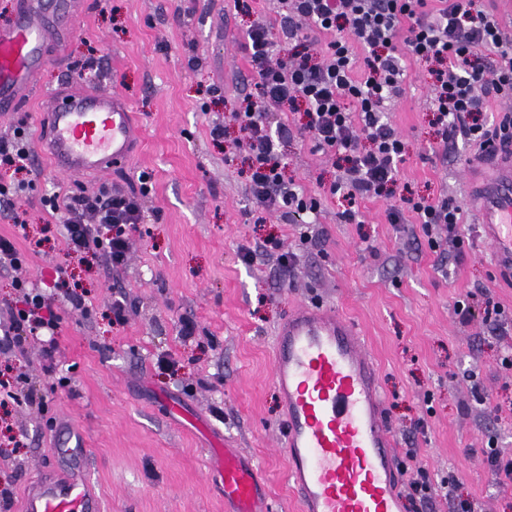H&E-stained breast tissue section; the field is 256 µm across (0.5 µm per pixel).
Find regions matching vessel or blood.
Segmentation results:
<instances>
[{"instance_id":"vessel-or-blood-1","label":"vessel or blood","mask_w":512,"mask_h":512,"mask_svg":"<svg viewBox=\"0 0 512 512\" xmlns=\"http://www.w3.org/2000/svg\"><path fill=\"white\" fill-rule=\"evenodd\" d=\"M85 8V0H15L10 20L0 25V112L19 111ZM46 131L45 153L63 175L108 173L135 149L130 105L109 89H58ZM467 202L500 271L512 276L511 142L477 162ZM272 381L286 408L281 435L301 512H404L396 442L354 322L329 304H299L274 330ZM62 429L21 512H102L86 438L70 424ZM211 458L227 512H273L253 460L230 447L212 449Z\"/></svg>"}]
</instances>
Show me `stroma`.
<instances>
[{
  "mask_svg": "<svg viewBox=\"0 0 512 512\" xmlns=\"http://www.w3.org/2000/svg\"><path fill=\"white\" fill-rule=\"evenodd\" d=\"M85 16L61 59L51 61L21 111L0 113V136L27 124L31 141L46 133L43 111L64 85L109 86L131 102L140 151L106 176H66L34 151L31 184L0 208V235L27 253L22 276L51 295L63 323L56 375H44L39 348L26 357L1 354L0 364L25 366L27 387L44 398L38 407H0V482L22 495L60 436L61 421L80 427L90 448L91 477L104 512H225L211 471L209 440L226 437L261 466L275 512H298L281 445V404L271 378L272 333L299 302H326L359 324L378 367L383 415L396 435L403 482L417 479L422 461L432 484L457 480V494L473 512H512V482L489 465L488 439L512 458V326L496 330L476 311L468 324L454 314L467 293L489 291L512 312V280L494 275L491 249L479 233L462 260L430 250L413 214L388 221L391 200L366 197L356 221L340 214L346 203L324 197L316 240L301 243V225L268 214H247L248 160L236 149L233 118L254 92L244 32L270 22L282 43L277 0H88ZM97 60L89 68L88 60ZM403 92L387 114L406 142L401 182L413 195L448 194L464 203L476 146L437 144L428 110L425 64L405 61ZM293 131L282 152L287 172L307 192H319L337 173L332 159L313 152L298 128L299 115L281 113ZM223 141H213V121ZM154 192L145 220L131 233L125 268L66 261L62 226L42 204L51 192L94 193L101 184L127 191L141 172ZM28 224L18 232L14 212ZM272 236L297 262L282 273L274 260L245 262L241 250ZM40 243L32 251V243ZM68 263L89 314L72 309L50 275ZM124 295L128 320L112 324L109 307ZM197 325L179 334L181 318ZM178 363L161 372L158 354ZM69 378L60 386L59 378ZM22 428L20 447L8 445Z\"/></svg>",
  "mask_w": 512,
  "mask_h": 512,
  "instance_id": "1",
  "label": "stroma"
}]
</instances>
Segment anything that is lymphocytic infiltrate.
Returning a JSON list of instances; mask_svg holds the SVG:
<instances>
[{
    "label": "lymphocytic infiltrate",
    "instance_id": "1",
    "mask_svg": "<svg viewBox=\"0 0 512 512\" xmlns=\"http://www.w3.org/2000/svg\"><path fill=\"white\" fill-rule=\"evenodd\" d=\"M280 28L295 51L274 49L267 24L254 23L245 32L244 49L256 90L244 98L236 119L241 132L236 145L248 158L251 214L277 212L289 221L316 216L317 197L285 174L280 150L288 137L286 126L270 122L272 107L303 112L300 127L313 151L342 161V173L325 184L329 196L349 204L345 222L356 218L354 204L370 194L394 197L398 169L406 154L401 134L386 112L400 94L403 59L431 63L430 110L443 146L466 140L478 149L492 141H512V113L488 119L486 97H512V39L493 15L479 9L477 0H281ZM334 32L326 48H319L316 32ZM495 49L493 66L481 63L478 52ZM32 162L28 135L18 128L12 138L0 139V169L12 181H0V204L13 205L25 187L20 173ZM129 192L101 187L93 194L44 196L50 214L59 216L67 253L78 261L93 258L112 267L126 264L129 231L144 221V204L152 187L147 175ZM391 208L390 223L414 213L431 249L450 246L462 259V208L453 197L433 200L406 196ZM17 301L0 323V351L24 352L27 344L42 341V370L56 372L55 353L62 317L50 296L22 278L12 281Z\"/></svg>",
    "mask_w": 512,
    "mask_h": 512
}]
</instances>
